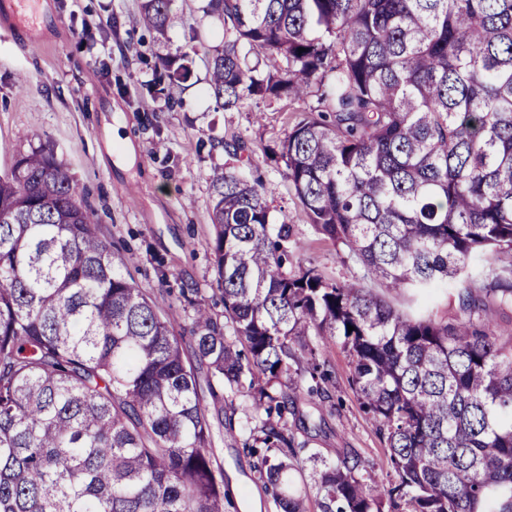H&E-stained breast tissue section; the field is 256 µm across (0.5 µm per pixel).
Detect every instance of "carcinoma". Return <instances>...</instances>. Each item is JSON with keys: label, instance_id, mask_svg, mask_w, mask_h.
Returning <instances> with one entry per match:
<instances>
[{"label": "carcinoma", "instance_id": "cac0c4a2", "mask_svg": "<svg viewBox=\"0 0 512 512\" xmlns=\"http://www.w3.org/2000/svg\"><path fill=\"white\" fill-rule=\"evenodd\" d=\"M173 0H143L162 35ZM224 25L217 105H317L281 144L311 223L362 279L457 290L461 314L414 316L294 259L267 191L210 175L224 318L195 310L194 358L150 294L115 266L48 142L0 176V512H224V470L193 361L266 420L244 450L279 512L292 489L293 374L338 336L394 480L309 456L321 512H512V339L480 315L512 305V0H206ZM495 263L479 267L481 254ZM354 330H348V326Z\"/></svg>", "mask_w": 512, "mask_h": 512}]
</instances>
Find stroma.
Returning <instances> with one entry per match:
<instances>
[{
  "label": "stroma",
  "mask_w": 512,
  "mask_h": 512,
  "mask_svg": "<svg viewBox=\"0 0 512 512\" xmlns=\"http://www.w3.org/2000/svg\"><path fill=\"white\" fill-rule=\"evenodd\" d=\"M54 27L35 37L0 22V175L18 152L50 142L74 174L122 273L169 301L166 315L189 331L196 307L223 319L215 281L210 213L213 168H232L263 182L278 220L291 224L303 264L326 278L354 281L360 267L342 246L311 224L271 158L305 105L293 98L261 100L241 111L217 107L209 94V66L224 44V28L203 11L205 0H174L165 38L138 22L143 0H41ZM188 66L187 80H161L162 60ZM242 144L230 154L227 145ZM395 307L441 318L456 313L452 288L429 299L378 288ZM327 380L294 377L297 399L288 431L302 450L294 488L307 512H320L309 478L310 453L328 463L358 457L386 474L387 448L352 384L351 357L341 338L319 358ZM213 446L231 497L224 512H276L252 458L242 451L264 413L248 396L208 404Z\"/></svg>",
  "instance_id": "obj_1"
}]
</instances>
